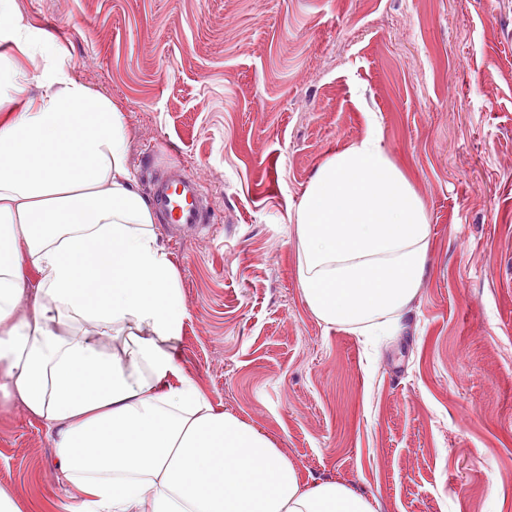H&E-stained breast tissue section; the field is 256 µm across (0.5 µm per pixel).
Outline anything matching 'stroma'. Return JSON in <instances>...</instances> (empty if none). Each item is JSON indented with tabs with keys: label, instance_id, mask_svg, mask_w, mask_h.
Wrapping results in <instances>:
<instances>
[{
	"label": "stroma",
	"instance_id": "stroma-1",
	"mask_svg": "<svg viewBox=\"0 0 512 512\" xmlns=\"http://www.w3.org/2000/svg\"><path fill=\"white\" fill-rule=\"evenodd\" d=\"M124 115L141 194L198 176L210 224L158 232L187 316L179 364L303 479L377 512H512V0H14ZM379 127L430 225L399 330L320 321L295 212ZM0 487L79 506L44 422L0 400Z\"/></svg>",
	"mask_w": 512,
	"mask_h": 512
}]
</instances>
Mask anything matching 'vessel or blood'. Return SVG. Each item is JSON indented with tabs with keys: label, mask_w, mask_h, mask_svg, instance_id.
<instances>
[{
	"label": "vessel or blood",
	"mask_w": 512,
	"mask_h": 512,
	"mask_svg": "<svg viewBox=\"0 0 512 512\" xmlns=\"http://www.w3.org/2000/svg\"><path fill=\"white\" fill-rule=\"evenodd\" d=\"M200 181L178 168L168 170L153 185L154 204L165 223L192 226L205 223L207 211Z\"/></svg>",
	"instance_id": "obj_1"
}]
</instances>
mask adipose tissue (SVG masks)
<instances>
[{
	"label": "adipose tissue",
	"mask_w": 512,
	"mask_h": 512,
	"mask_svg": "<svg viewBox=\"0 0 512 512\" xmlns=\"http://www.w3.org/2000/svg\"><path fill=\"white\" fill-rule=\"evenodd\" d=\"M126 139L54 35L0 0V395L45 422L57 470L86 495L78 512H376L346 482L302 480L183 375L178 272ZM296 225L319 320L363 336L399 322L430 226L378 135L320 164ZM83 322L94 334H76Z\"/></svg>",
	"instance_id": "1"
}]
</instances>
